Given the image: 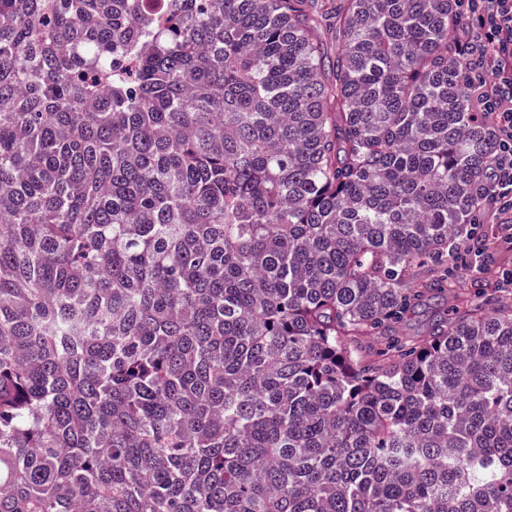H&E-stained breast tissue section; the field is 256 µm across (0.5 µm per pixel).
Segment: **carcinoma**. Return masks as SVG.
Segmentation results:
<instances>
[{"instance_id":"1","label":"carcinoma","mask_w":512,"mask_h":512,"mask_svg":"<svg viewBox=\"0 0 512 512\" xmlns=\"http://www.w3.org/2000/svg\"><path fill=\"white\" fill-rule=\"evenodd\" d=\"M146 2L0 0V512H512L454 0ZM453 298L451 295L445 297L444 300L434 299L427 303L426 307L420 313H416L408 318L406 323L402 326V333L407 336L422 335L427 326L435 319L437 312L445 308L451 310Z\"/></svg>"}]
</instances>
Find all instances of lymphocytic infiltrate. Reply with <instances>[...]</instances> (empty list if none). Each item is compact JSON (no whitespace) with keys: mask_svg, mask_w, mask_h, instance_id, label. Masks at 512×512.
Returning a JSON list of instances; mask_svg holds the SVG:
<instances>
[{"mask_svg":"<svg viewBox=\"0 0 512 512\" xmlns=\"http://www.w3.org/2000/svg\"><path fill=\"white\" fill-rule=\"evenodd\" d=\"M464 17L450 39L481 80L476 98L495 134L482 188L491 207L487 222L512 232V0H456Z\"/></svg>","mask_w":512,"mask_h":512,"instance_id":"1","label":"lymphocytic infiltrate"}]
</instances>
